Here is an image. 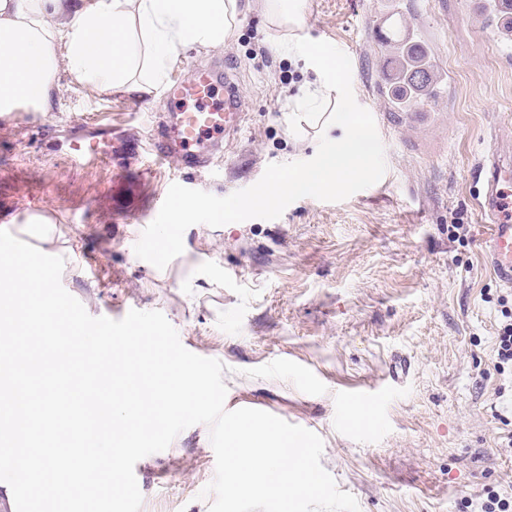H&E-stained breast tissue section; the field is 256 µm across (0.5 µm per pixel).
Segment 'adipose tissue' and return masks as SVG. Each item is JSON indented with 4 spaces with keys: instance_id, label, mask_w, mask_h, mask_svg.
Here are the masks:
<instances>
[{
    "instance_id": "1",
    "label": "adipose tissue",
    "mask_w": 512,
    "mask_h": 512,
    "mask_svg": "<svg viewBox=\"0 0 512 512\" xmlns=\"http://www.w3.org/2000/svg\"><path fill=\"white\" fill-rule=\"evenodd\" d=\"M270 21L288 31V46L336 68L334 50L309 44L301 34L303 0H263ZM239 0H0V115L30 106L53 108L56 75L66 67L98 91H123L157 99L166 68L180 48L223 47ZM301 120L317 122L332 149L319 165L288 167L248 200L273 205L288 194L337 189L350 177L373 171L374 140L354 120L335 83L298 97Z\"/></svg>"
}]
</instances>
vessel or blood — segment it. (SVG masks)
Instances as JSON below:
<instances>
[{
    "label": "vessel or blood",
    "instance_id": "1",
    "mask_svg": "<svg viewBox=\"0 0 512 512\" xmlns=\"http://www.w3.org/2000/svg\"><path fill=\"white\" fill-rule=\"evenodd\" d=\"M465 19L475 28L487 20L495 22L498 36L512 42V0H471ZM231 69L221 62L198 66L189 78L177 81L149 137L157 159L176 160L184 172L213 163L244 118L245 103ZM476 174L482 186L481 216L491 227L484 248L496 279L512 288V161H503L497 149H490L480 158Z\"/></svg>",
    "mask_w": 512,
    "mask_h": 512
}]
</instances>
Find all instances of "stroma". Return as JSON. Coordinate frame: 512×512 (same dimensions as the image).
<instances>
[{
  "mask_svg": "<svg viewBox=\"0 0 512 512\" xmlns=\"http://www.w3.org/2000/svg\"><path fill=\"white\" fill-rule=\"evenodd\" d=\"M466 6L402 0L444 88L428 123L398 130L373 92L386 57L364 29L388 0H304V35L335 50L341 90L378 145L374 174L233 223L214 217L330 149L294 125L290 106L317 65L282 50L284 30L260 9L237 15L223 48H182L167 69L171 83L190 63L233 60L247 115L226 163L186 174L157 162L144 142L163 100L95 91L63 69L49 115L30 126L0 118V170L18 175L0 184V229L38 247L25 224L48 217L62 284L91 316L161 311L186 349L225 365L226 409L247 404L322 438L323 467L360 512H460L486 485L512 488V456L496 450L500 377L490 362L505 289L483 251L490 227L474 174L490 147L512 151V59L493 30L462 22ZM143 183L204 206L182 224L170 207L136 214ZM118 211L129 223H115ZM457 221L470 238L449 235ZM379 388L367 420L348 425L351 391ZM134 472L141 512H209L208 426L185 429Z\"/></svg>",
  "mask_w": 512,
  "mask_h": 512,
  "instance_id": "35a3bbf8",
  "label": "stroma"
}]
</instances>
